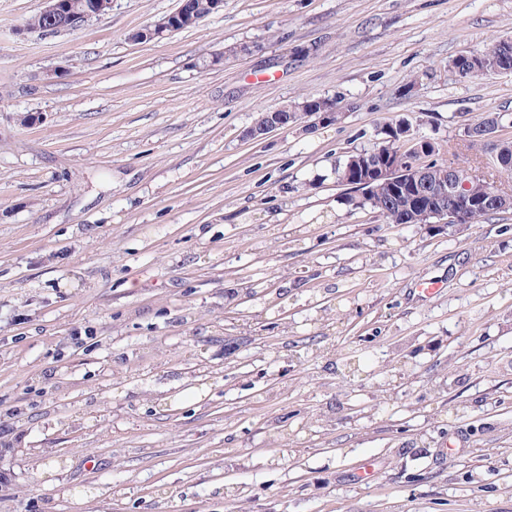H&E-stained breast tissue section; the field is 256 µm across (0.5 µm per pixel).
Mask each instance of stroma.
Returning a JSON list of instances; mask_svg holds the SVG:
<instances>
[{"instance_id": "35a3bbf8", "label": "stroma", "mask_w": 512, "mask_h": 512, "mask_svg": "<svg viewBox=\"0 0 512 512\" xmlns=\"http://www.w3.org/2000/svg\"><path fill=\"white\" fill-rule=\"evenodd\" d=\"M44 5L0 0V512H512V211L390 224L334 174L405 122L503 182L466 132L512 73L451 63L512 0H224L139 44L179 0ZM310 97L335 122L245 138ZM72 3L76 4L81 0H46V7L32 16L28 23L29 30L40 31L44 28L45 18L50 21H56L60 14H66L69 18L70 26L80 28L93 17H98L112 10V0H85L82 11L73 8ZM45 17H43V16Z\"/></svg>"}]
</instances>
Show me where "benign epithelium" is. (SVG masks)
Segmentation results:
<instances>
[{"label":"benign epithelium","instance_id":"benign-epithelium-1","mask_svg":"<svg viewBox=\"0 0 512 512\" xmlns=\"http://www.w3.org/2000/svg\"><path fill=\"white\" fill-rule=\"evenodd\" d=\"M111 10L112 0H84V5L80 11L73 8L71 0H46V7L42 10V15L54 22L59 15L65 14L69 18L70 26L79 28L91 18L106 14ZM184 21L196 22L192 11V0H181L177 11L147 26V30L144 32L137 31L133 33L131 40L152 41L159 36L174 31V28ZM285 125L286 122L281 120L277 113L272 112L270 116L263 118L256 125L247 129L245 136L257 139L269 131ZM416 151L420 159L415 161L410 166L409 171L404 173L402 177H398L394 173V168L398 167L394 158L379 151L373 157L350 161L344 182L359 180L361 185L367 186L380 180L392 179L396 182H405L411 188L415 186L425 187L428 194L433 196V200H435V206L432 207L430 216L435 218L437 223L460 228L467 226L472 222L473 212L479 207V200L466 193L464 188L468 187L469 183L475 180V177L466 171L459 172L458 166L450 162L448 168L452 172V177L446 182L431 185L424 179L427 162L423 160V157L428 151L427 141H419Z\"/></svg>","mask_w":512,"mask_h":512}]
</instances>
